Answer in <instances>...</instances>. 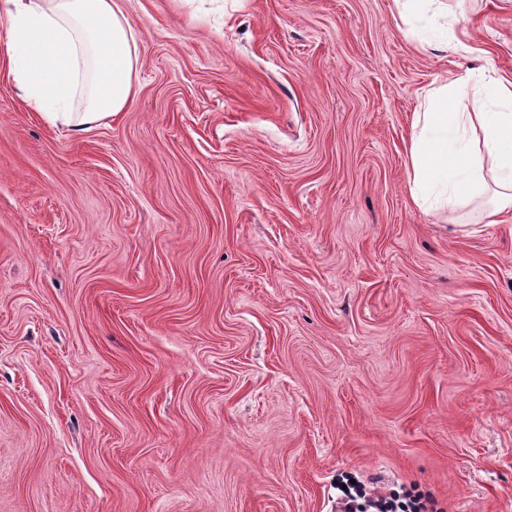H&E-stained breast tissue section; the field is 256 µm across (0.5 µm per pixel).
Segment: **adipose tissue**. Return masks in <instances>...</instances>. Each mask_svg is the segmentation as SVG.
Masks as SVG:
<instances>
[{"label": "adipose tissue", "mask_w": 512, "mask_h": 512, "mask_svg": "<svg viewBox=\"0 0 512 512\" xmlns=\"http://www.w3.org/2000/svg\"><path fill=\"white\" fill-rule=\"evenodd\" d=\"M7 69L50 123L88 131L127 109L140 68L122 0H6ZM410 192L428 211L512 212V82L469 69L429 91L414 113Z\"/></svg>", "instance_id": "adipose-tissue-1"}]
</instances>
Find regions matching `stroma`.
Segmentation results:
<instances>
[{
    "label": "stroma",
    "instance_id": "1",
    "mask_svg": "<svg viewBox=\"0 0 512 512\" xmlns=\"http://www.w3.org/2000/svg\"><path fill=\"white\" fill-rule=\"evenodd\" d=\"M126 0L125 112L0 74V512H512V221L420 208L413 113L512 0ZM354 489L356 495L351 491ZM343 495L337 498L340 512H426L427 504L418 496L404 492L402 495L394 492H376L368 494L365 488L358 485L348 486L342 490ZM358 498H365L359 503Z\"/></svg>",
    "mask_w": 512,
    "mask_h": 512
}]
</instances>
